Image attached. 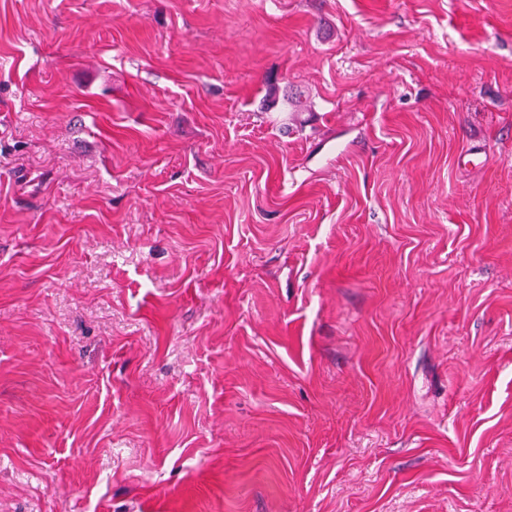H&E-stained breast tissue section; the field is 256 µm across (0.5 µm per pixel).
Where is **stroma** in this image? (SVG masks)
<instances>
[{"mask_svg":"<svg viewBox=\"0 0 512 512\" xmlns=\"http://www.w3.org/2000/svg\"><path fill=\"white\" fill-rule=\"evenodd\" d=\"M0 512H512V0H0Z\"/></svg>","mask_w":512,"mask_h":512,"instance_id":"stroma-1","label":"stroma"}]
</instances>
